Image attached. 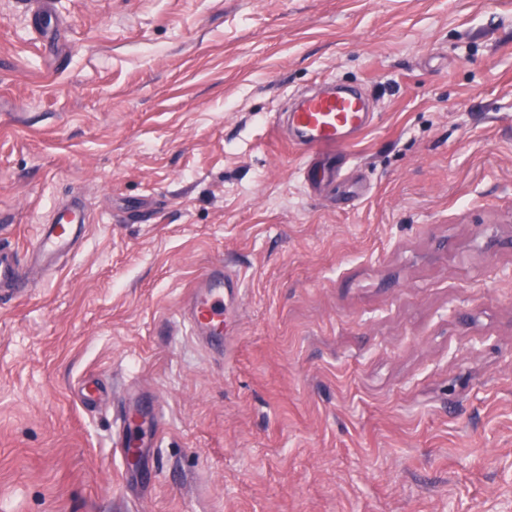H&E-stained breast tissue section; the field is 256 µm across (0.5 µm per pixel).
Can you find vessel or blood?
Returning a JSON list of instances; mask_svg holds the SVG:
<instances>
[{"mask_svg":"<svg viewBox=\"0 0 512 512\" xmlns=\"http://www.w3.org/2000/svg\"><path fill=\"white\" fill-rule=\"evenodd\" d=\"M365 99L354 92L329 91L308 95L287 115L291 142L308 158L304 179L310 192L335 181L331 164L338 149L357 138L369 125ZM89 217L81 201L73 200L53 211L35 242L25 252L0 248V307L30 295L38 285L35 270L56 267L59 258L85 239ZM240 280L224 267L210 268L199 278L180 317L191 335L224 352L233 310L224 292Z\"/></svg>","mask_w":512,"mask_h":512,"instance_id":"1","label":"vessel or blood"}]
</instances>
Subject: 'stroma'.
I'll return each mask as SVG.
<instances>
[{"label": "stroma", "mask_w": 512, "mask_h": 512, "mask_svg": "<svg viewBox=\"0 0 512 512\" xmlns=\"http://www.w3.org/2000/svg\"><path fill=\"white\" fill-rule=\"evenodd\" d=\"M51 22L49 49L0 0V246L75 196L90 224L0 309V512H512V0ZM334 82L373 120L313 197L275 126ZM219 264L242 274L225 359L179 318ZM132 388L165 423L134 465ZM127 406H134L139 411L150 414L153 416V418L156 421V427L152 434V437L149 441L146 440L147 438V432L143 429V420L142 416L139 413H136L134 415H127L124 419V431L121 435L118 436L117 439L112 441V446L115 448L117 452H119L121 455L126 454L127 455V448L129 446V439L131 436V425H132V417L136 416L140 422H141V429L138 434V442L137 447L139 448H155L158 446L159 442V430H160V422L162 420L160 408L158 405H146L143 401V399L134 398L130 395L127 396Z\"/></svg>", "instance_id": "obj_1"}]
</instances>
